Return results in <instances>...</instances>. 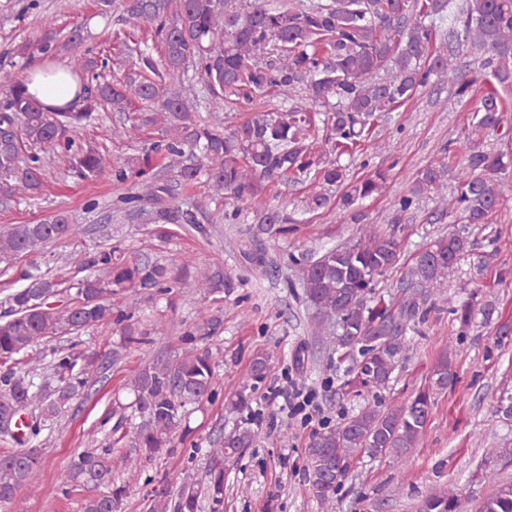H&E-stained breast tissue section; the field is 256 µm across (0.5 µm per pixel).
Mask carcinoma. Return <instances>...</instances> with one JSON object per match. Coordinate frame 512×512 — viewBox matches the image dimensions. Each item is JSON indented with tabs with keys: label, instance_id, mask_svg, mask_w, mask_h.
I'll return each instance as SVG.
<instances>
[{
	"label": "carcinoma",
	"instance_id": "1",
	"mask_svg": "<svg viewBox=\"0 0 512 512\" xmlns=\"http://www.w3.org/2000/svg\"><path fill=\"white\" fill-rule=\"evenodd\" d=\"M133 31L119 28L112 38L115 62L127 63L122 78L107 79L98 61L82 48L77 31L61 34L47 21L35 38L25 39L11 54L26 75L0 74L6 89L0 106V196L26 199L41 191L45 159L57 158L78 179L105 172L103 155L84 146L81 130L99 108L127 113L126 124L112 135L131 138L149 126L161 125V137L141 148L136 166L112 165V180L130 184L119 199L127 217H146L150 236L165 241L175 224L198 225L194 209L178 200L171 180L186 186L203 184L213 199L246 204L255 213L256 239L296 231L288 216L274 207L270 184L308 183L303 200L308 212L331 202V190L346 186L341 209L346 221L358 224L364 214L358 201L381 192L386 173L347 182L345 155L365 140L386 113L411 100L435 76L454 91L457 103L471 106L468 146L461 159L453 148L421 169L410 188L392 201L391 223L433 196L437 211L452 224H489L499 212L512 158L484 145L483 138L503 127L512 112V0H130L126 7ZM152 32L164 47L163 69L133 39L136 31ZM479 52V71L462 70L463 50ZM64 55L75 98L84 103L45 105L27 92L36 73L35 61ZM194 67L210 99L201 116L195 87L186 73ZM301 90L286 110L268 108L224 130V102L252 101L270 92ZM326 130L324 148L310 135ZM336 156L326 160V154ZM456 183L448 192V174ZM80 234L68 215L57 212L35 224H14L0 234V254H29L56 240ZM473 242L459 233L434 240L416 257L410 272L414 291L395 309L373 297L374 280L396 267L401 249L391 234L369 232L349 246L328 248L316 258L296 262L298 284L307 306L315 311V337L326 349L349 356L359 352L358 378L364 385L383 386L396 368L398 337L407 322L428 302L446 294L461 258ZM95 275L74 279L53 272L26 271L24 285L6 297L8 314L0 316V419L17 421L28 410L42 421L26 426L27 441L37 438L44 422L57 416L87 386V370L98 356L76 346L50 350L17 370L18 357L44 339L75 333L103 321L120 326L124 347L151 341L136 330L129 316L112 308L111 298L123 288L164 296L174 288L218 292L234 287L231 277L216 270L177 273L145 259H125L113 247H101L88 260ZM215 357L209 350L144 366L131 383L133 400L116 403L107 419L112 433L135 419L138 451L122 458L133 473L172 447V433L189 407L216 396ZM269 357L258 354L247 379L264 378ZM455 372L448 357L440 358L431 385L408 402L367 406L339 425L319 432L307 448L309 478L325 508L346 478L356 452L407 462L426 430L435 407L434 393L448 388ZM252 423L224 434L209 449L206 491L184 485L174 512H223L224 469L242 449L251 447ZM112 445L78 454L62 483L91 487L83 512H119L125 487L112 482ZM37 447L0 455V504L15 501L17 491L39 467ZM492 493L474 512H512V481L485 471ZM418 512H463L453 489L425 497Z\"/></svg>",
	"mask_w": 512,
	"mask_h": 512
}]
</instances>
